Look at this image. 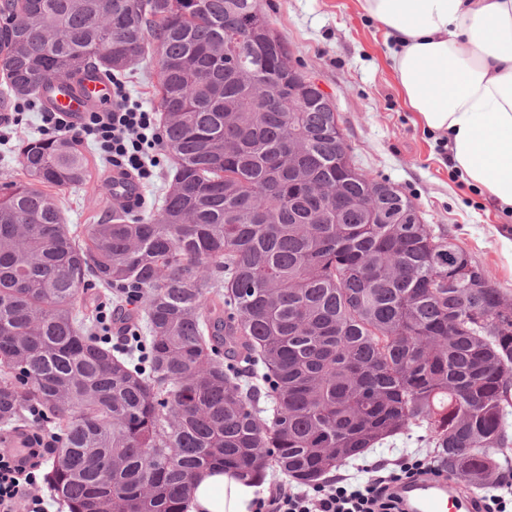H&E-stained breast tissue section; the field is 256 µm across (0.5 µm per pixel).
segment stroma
<instances>
[{
	"label": "stroma",
	"instance_id": "obj_1",
	"mask_svg": "<svg viewBox=\"0 0 512 512\" xmlns=\"http://www.w3.org/2000/svg\"><path fill=\"white\" fill-rule=\"evenodd\" d=\"M275 30L288 42L299 69L316 78L340 118L353 161L363 173L394 184L435 231L465 248L512 299V214L495 208L452 170L441 141L415 124L384 54L383 34L360 0H261ZM133 98L156 110L158 71L147 57L122 75ZM42 104L27 110L17 130L0 142V182L19 180L22 141L39 137ZM112 173L95 160L88 184L61 191L68 222L84 228L105 220L96 188Z\"/></svg>",
	"mask_w": 512,
	"mask_h": 512
}]
</instances>
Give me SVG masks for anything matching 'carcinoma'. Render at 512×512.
Segmentation results:
<instances>
[{"label":"carcinoma","mask_w":512,"mask_h":512,"mask_svg":"<svg viewBox=\"0 0 512 512\" xmlns=\"http://www.w3.org/2000/svg\"><path fill=\"white\" fill-rule=\"evenodd\" d=\"M159 50L160 211L83 234L67 138L0 183V424L55 429L69 512H184L193 475L317 486L423 431L475 487L512 464V303L390 182L350 174L332 99L261 0H0V85L34 97ZM302 88V100L289 91ZM134 303L91 323L89 286Z\"/></svg>","instance_id":"obj_1"}]
</instances>
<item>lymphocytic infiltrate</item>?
<instances>
[{"mask_svg":"<svg viewBox=\"0 0 512 512\" xmlns=\"http://www.w3.org/2000/svg\"><path fill=\"white\" fill-rule=\"evenodd\" d=\"M47 131L80 143H92L113 173L122 179L149 182L162 165L163 136L158 116L134 99L121 78L112 80V102L70 123L62 113L46 112ZM52 439L34 431L19 447L0 448V512H48L49 498L36 493V473ZM431 463L415 459L385 476L347 485L293 488L258 500L256 512H403L396 489L402 483L435 475Z\"/></svg>","mask_w":512,"mask_h":512,"instance_id":"obj_1","label":"lymphocytic infiltrate"}]
</instances>
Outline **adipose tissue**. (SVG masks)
Listing matches in <instances>:
<instances>
[{
  "mask_svg": "<svg viewBox=\"0 0 512 512\" xmlns=\"http://www.w3.org/2000/svg\"><path fill=\"white\" fill-rule=\"evenodd\" d=\"M423 128L468 185L512 209V0H362ZM258 486L222 469L193 480L186 512H251Z\"/></svg>",
  "mask_w": 512,
  "mask_h": 512,
  "instance_id": "obj_1",
  "label": "adipose tissue"
}]
</instances>
